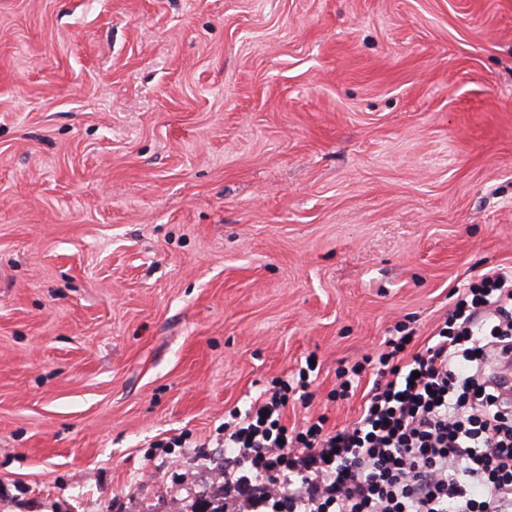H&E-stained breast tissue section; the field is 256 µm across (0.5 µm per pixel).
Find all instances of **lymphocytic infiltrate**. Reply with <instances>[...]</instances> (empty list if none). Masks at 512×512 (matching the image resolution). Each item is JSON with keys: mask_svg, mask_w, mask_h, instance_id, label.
Listing matches in <instances>:
<instances>
[{"mask_svg": "<svg viewBox=\"0 0 512 512\" xmlns=\"http://www.w3.org/2000/svg\"><path fill=\"white\" fill-rule=\"evenodd\" d=\"M411 334L342 370L356 420L290 427L308 371L224 421V512H512V265L479 274L410 352Z\"/></svg>", "mask_w": 512, "mask_h": 512, "instance_id": "f902f5d3", "label": "lymphocytic infiltrate"}]
</instances>
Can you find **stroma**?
Masks as SVG:
<instances>
[{
	"label": "stroma",
	"instance_id": "1",
	"mask_svg": "<svg viewBox=\"0 0 512 512\" xmlns=\"http://www.w3.org/2000/svg\"><path fill=\"white\" fill-rule=\"evenodd\" d=\"M501 264L512 0H0V512H193Z\"/></svg>",
	"mask_w": 512,
	"mask_h": 512
}]
</instances>
